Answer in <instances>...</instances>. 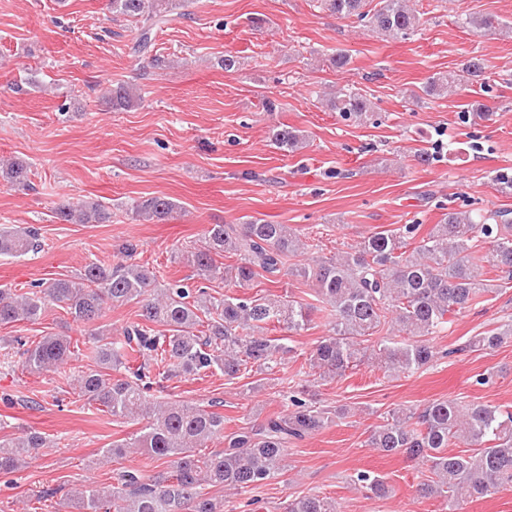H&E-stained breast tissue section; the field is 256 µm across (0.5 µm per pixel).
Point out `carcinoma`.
Returning a JSON list of instances; mask_svg holds the SVG:
<instances>
[{
    "label": "carcinoma",
    "mask_w": 512,
    "mask_h": 512,
    "mask_svg": "<svg viewBox=\"0 0 512 512\" xmlns=\"http://www.w3.org/2000/svg\"><path fill=\"white\" fill-rule=\"evenodd\" d=\"M187 0H111L112 16L132 20L138 35L132 47L145 53L153 31L170 21ZM318 8L338 17L355 16L375 32L405 39L423 26L422 13L411 0H316ZM464 24L491 35L503 28L491 15H471ZM485 60L472 57L461 70L434 74L421 87L428 97L457 94L484 79ZM112 106L130 108L140 100L127 83L112 86ZM332 107L357 121L369 119L374 103L350 88L336 89ZM283 151L296 152L305 143L301 131L284 125L271 130ZM29 166L14 161L0 167V179L27 185ZM179 206L166 196L136 203L144 221L166 222ZM57 219L69 224H103L110 213L97 201L74 208L62 206ZM422 225L402 224L374 231L350 251L325 256L305 244L286 224H212L205 246L189 251L186 260L205 280L220 278L237 288L255 277L275 276L285 258L308 248L307 262L288 274L312 284L329 334L310 351V366L319 378L334 379L369 359L379 368L412 373L435 357L429 337L460 314L480 304L500 288L502 275L512 273V213L504 210L474 215L450 210L442 223L420 235ZM41 247L38 229L0 227V256L21 257ZM232 253L240 263L229 268L214 256ZM59 304L80 323L93 325L105 305H139V321L112 341L90 334V354L98 369L77 379L78 394L116 418L143 423L139 435L112 442L101 450L103 462H118L137 450L168 463L170 471L156 479L122 471L108 494L83 485L58 502L59 509L78 512H224V502L203 493L220 487L241 495L276 478L283 470L288 445L324 429L345 414L343 408H320L299 393L289 396V408L260 422L248 423L225 435L224 448L197 453L224 435V416L190 404L151 399L154 380L168 376H196L212 368L230 380L255 370L271 372L293 347L264 335L266 326L281 324L298 334L309 328L313 306L293 296L240 298L212 296L204 288L159 284L157 272L134 262L105 266L90 261L73 279L58 278L36 294L17 295L0 288V324L40 319L45 302ZM390 324L396 335L374 340L379 328ZM512 338V323L472 336L466 347L487 351ZM142 356L136 369L127 366L130 354ZM72 355L67 336H44L22 352V366L31 372L56 369ZM124 369L126 375L112 377ZM459 442L467 449L448 453ZM367 445L387 455L405 453L427 466L430 480L420 493L435 496L446 512H463L472 499L486 498L512 486V410L483 402L460 404L434 400L421 408L399 405L387 412L384 423L368 437ZM47 447L39 433L0 439V475L16 472L26 458ZM354 482L376 496L388 492L383 477L367 471ZM284 512H340L336 499L308 493L288 501Z\"/></svg>",
    "instance_id": "1"
}]
</instances>
